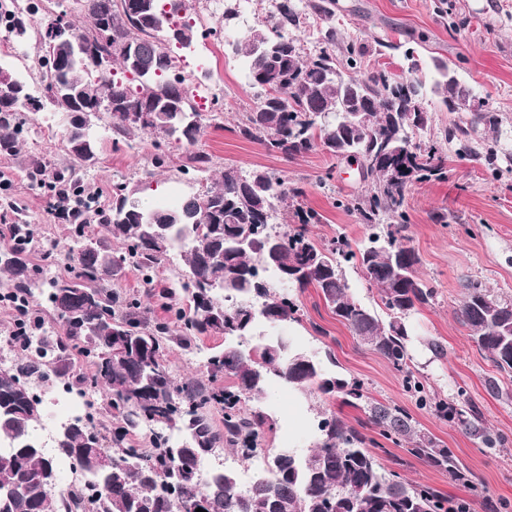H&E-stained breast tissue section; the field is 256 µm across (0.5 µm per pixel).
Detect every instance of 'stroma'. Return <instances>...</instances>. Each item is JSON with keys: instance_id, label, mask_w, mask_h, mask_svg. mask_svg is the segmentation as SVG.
Returning <instances> with one entry per match:
<instances>
[{"instance_id": "obj_1", "label": "stroma", "mask_w": 512, "mask_h": 512, "mask_svg": "<svg viewBox=\"0 0 512 512\" xmlns=\"http://www.w3.org/2000/svg\"><path fill=\"white\" fill-rule=\"evenodd\" d=\"M336 31L339 41L362 47L365 75L381 68L406 75L410 68L404 53L412 49L420 60L415 77L428 84L435 75L434 60L446 61L462 82L488 101L501 119V138L512 143V0H336ZM176 57L182 74L211 89L216 100L212 110L220 115L218 126L208 127L193 150H173L165 169L150 164L153 134L138 131L118 144L104 136L98 162L83 172L90 193L107 201L113 178L121 177L149 207L177 190L205 189L228 165L244 171L264 169L303 187L302 207L322 216L321 223L310 227L315 242L325 243L339 231L351 240L363 239L365 229L355 215L333 204L338 196L363 190L354 166L319 148L294 158L270 155L257 142L240 137L236 125L253 109L255 96L244 79L241 58L232 56L223 42L199 37L190 47L177 50ZM45 119V112L34 114L20 152L0 155V171L12 182L9 199L15 210L9 213V222L40 225L63 255L69 227L54 218L49 195L28 178L31 158L60 167L72 163L63 132L48 130ZM193 152L207 156L206 169L182 175L180 168ZM447 165L446 180L412 184L405 198L406 243L419 257L418 275L435 290L433 301L410 317V369L430 396L472 406L483 426L501 438V445L481 447L454 423L422 406L406 388L402 374L352 336L314 289L302 295L303 320L288 332L307 348L331 349L336 373L363 381L370 397L405 408L417 430L451 448L473 473L476 487L455 484L446 472L410 455L403 442L383 441L378 456L385 469L455 499L476 494L490 498L498 503L499 512H512V372L494 366L456 315L469 281L481 282L496 298L512 303V174L492 176L482 163L453 152ZM437 213L447 215V223H435ZM223 344V337L211 336L198 340L189 351L172 347L169 366L176 378L207 380L206 359ZM318 409L334 411L353 426L365 424L369 437L378 435L367 426L363 409L315 390L308 401L289 396L283 409L273 410L276 426L265 435L266 447H282L289 433L293 447L308 448L315 438Z\"/></svg>"}]
</instances>
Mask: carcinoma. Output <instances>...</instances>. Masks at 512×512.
<instances>
[{
    "mask_svg": "<svg viewBox=\"0 0 512 512\" xmlns=\"http://www.w3.org/2000/svg\"><path fill=\"white\" fill-rule=\"evenodd\" d=\"M73 5L92 20L87 32L76 35L92 53L62 51L50 79L40 56L45 98L21 80L12 93L0 94V155L19 152L27 132L24 114L50 105L63 116L70 155L92 166L99 141L85 117L110 105L112 143L134 130L151 132V166L166 167L170 148L195 146L214 120L200 112L186 78L175 70L174 49L196 36L195 24L178 20L190 3L73 0ZM308 7L323 23L322 39L309 52L295 37L309 15L293 0H273L258 25L224 41L244 57L246 79L256 89L255 107L242 114L236 132L269 154L292 157L320 147L338 160L358 156L369 188L337 205L357 215L367 236L353 242L338 233L318 245L309 225L321 223L322 216L296 205L303 188L266 170L226 166L216 185L173 206L146 209L123 180L112 184V203L104 207L84 194L80 180L32 160L33 186L78 203L71 204L67 217L73 241L67 270L48 282L39 279L38 268L52 252H42L37 263L31 258L40 237L37 225L0 224V271L24 316L8 336L16 358L0 367V438L9 443L0 449V512H88L82 488L58 494L60 458L98 489L95 512H471L465 501L386 470L371 450L374 441L332 412L317 413L316 440L305 454L264 447L265 431L275 426L261 405L266 390L272 385L299 394L317 389L366 408L368 424L381 436L410 444L413 456L450 479L472 483L452 450L418 431L403 407L374 401L363 382L327 370L326 364L336 365L331 351L309 350L279 333L252 343L262 321L274 330L301 323L299 297L309 288L357 340L403 374L420 403L484 447L498 445L474 410L431 398L409 368V318L435 291L417 275L419 258L402 242L408 224L405 193L413 183L448 173L438 142L412 137L430 121L429 112L415 107L426 90L415 79L385 70L358 76L355 43L336 51V0ZM38 23L23 12L12 16L15 42H27ZM122 47L135 49L144 65L118 53ZM434 67L431 92L439 107L468 114L444 130V142L455 145L457 155L482 159L499 173L498 158L512 162V148L498 138L490 144L474 138L481 126L498 131L499 116L447 63L438 60ZM92 221L121 243V252L88 235ZM155 234L164 248L153 245ZM177 244L188 275L163 293L170 318L152 321L142 298L112 289L113 256H122L150 285ZM348 266L376 288L386 319L352 291ZM269 271L284 289L267 280ZM38 295L47 297L45 316L33 308ZM457 315L493 363L511 371L512 304L471 281ZM208 336L224 337V347L207 361L211 379L231 380L222 390L177 381L167 365L171 344L189 349ZM63 379L90 388L103 385L109 396L100 424L74 420L47 447L36 434L44 407L33 383L51 388ZM215 409L223 413L222 429L212 419ZM220 448L237 450L246 461L263 453L269 467L243 493L233 471L201 477L197 461ZM101 454L112 457V469L96 465Z\"/></svg>",
    "mask_w": 512,
    "mask_h": 512,
    "instance_id": "carcinoma-1",
    "label": "carcinoma"
}]
</instances>
